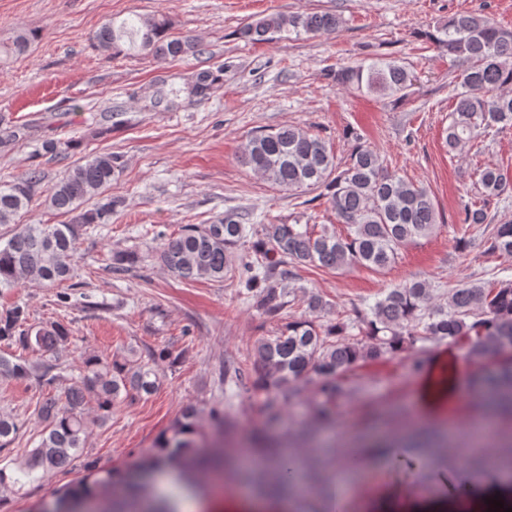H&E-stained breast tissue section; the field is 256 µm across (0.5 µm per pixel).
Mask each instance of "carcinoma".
Returning <instances> with one entry per match:
<instances>
[{
  "label": "carcinoma",
  "instance_id": "obj_1",
  "mask_svg": "<svg viewBox=\"0 0 512 512\" xmlns=\"http://www.w3.org/2000/svg\"><path fill=\"white\" fill-rule=\"evenodd\" d=\"M342 26V18L330 12L269 13L244 24L241 35L253 42H268L285 33L330 36ZM418 37L446 49L457 61L454 103L444 139L448 154L461 156L468 146L512 126V30L487 15L468 12L421 30ZM35 38L33 31H20L8 51L23 53ZM92 41L101 51L119 53L133 46L161 61L197 52L192 39L170 37L167 22L158 14L118 25L106 23ZM328 76L347 92L395 104L408 98L416 81L402 60L383 55L332 68ZM349 135L355 145L342 167L321 138L298 126L259 130L245 141L237 156L242 165L282 189H325L338 222L348 229L346 235L326 229L316 234L307 224L271 220L244 224L227 215L220 224H188L178 235L166 238L159 251L163 266L186 281L220 282L232 273L245 294L272 318L288 306L284 282L293 268L360 266L382 272L390 267L401 249L435 232L439 213L427 189L390 172L380 152L361 134L351 130ZM121 170L119 156L110 152L88 155L63 170L48 196L51 208L70 216L62 224L16 223V217L33 203L36 187L42 182L39 171L29 170L0 185V224L16 225L8 241L0 244V287L71 278L83 225L108 224L112 219L117 201L104 193ZM476 176L480 198L464 206L461 218L470 228L491 223L490 202L512 189V173L501 167H484ZM91 201L94 207L83 209ZM250 237V252L233 265L238 248ZM491 249L512 254V222L498 225ZM308 308L314 317L291 319L274 335L257 342L247 371L224 368V382L253 378L254 388L266 395L268 422L280 420V403L291 399L297 384L314 373L320 379L321 401L309 427L330 424L335 421L336 400L344 394V382L361 367L393 359L418 342L445 339L466 347L475 358H497L490 372L473 377L472 385L512 419L511 280L493 288H455L443 303L434 301L424 282L414 281L384 289L373 304L353 309L354 317L348 320H321L329 313L330 303L316 294L309 296ZM353 327L358 333L350 332ZM67 340L68 331L59 323L27 324V313L20 305L0 315V343L55 356ZM32 375L51 388L57 384L62 388L47 392L40 402L39 413L47 425L27 460L14 467L0 464V487L8 483L23 486L67 469L83 452L89 425L105 421L121 397L149 394L157 383L154 368L132 354L121 361L88 354L79 376L68 379L55 364L30 363L0 353V377ZM91 401L97 406L92 418L86 412ZM208 416L210 431L205 432L200 411L186 409L170 434L162 436L156 451L137 462L133 471L98 477L95 466L88 464V475L51 500L35 503L29 512H84L91 504L97 512H171L145 477L175 461L182 479L201 494L196 473L217 471L236 459L219 452L233 424L215 408ZM18 431L14 418L0 415V453H10L9 445ZM472 456L478 467L512 478L511 444L504 445L502 451L483 454L467 448L458 456V465H469ZM262 460L266 461L264 467L247 470L249 483L261 495L288 497L292 512H308L294 496L303 470L327 473L332 467L327 460L306 465L290 450L273 443L264 444Z\"/></svg>",
  "mask_w": 512,
  "mask_h": 512
}]
</instances>
